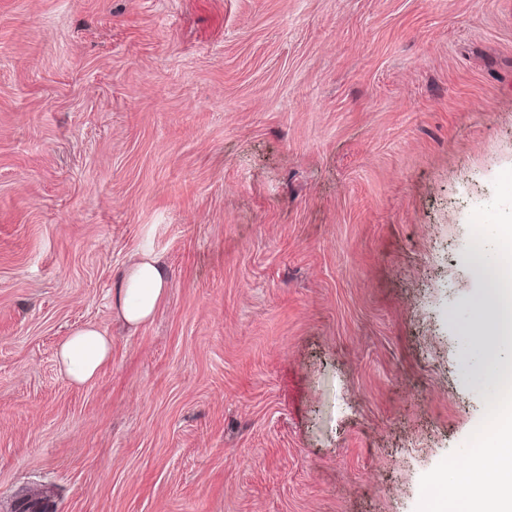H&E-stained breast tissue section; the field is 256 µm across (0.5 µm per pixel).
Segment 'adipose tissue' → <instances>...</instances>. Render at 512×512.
<instances>
[{
	"label": "adipose tissue",
	"instance_id": "obj_1",
	"mask_svg": "<svg viewBox=\"0 0 512 512\" xmlns=\"http://www.w3.org/2000/svg\"><path fill=\"white\" fill-rule=\"evenodd\" d=\"M166 285L163 266L150 254H143L113 288L111 306L125 324H143L153 316ZM56 358L72 383H87L111 360L112 339L96 326L79 327L60 343Z\"/></svg>",
	"mask_w": 512,
	"mask_h": 512
}]
</instances>
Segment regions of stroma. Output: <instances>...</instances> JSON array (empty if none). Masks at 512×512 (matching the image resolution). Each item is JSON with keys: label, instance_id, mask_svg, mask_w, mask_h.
I'll use <instances>...</instances> for the list:
<instances>
[{"label": "stroma", "instance_id": "35a3bbf8", "mask_svg": "<svg viewBox=\"0 0 512 512\" xmlns=\"http://www.w3.org/2000/svg\"><path fill=\"white\" fill-rule=\"evenodd\" d=\"M509 168L512 0H0V512H416ZM167 275L148 253L133 262L111 292V306L128 326L147 322L164 295ZM56 358L72 383H87L111 360L112 338L96 326L79 327L60 343Z\"/></svg>", "mask_w": 512, "mask_h": 512}]
</instances>
